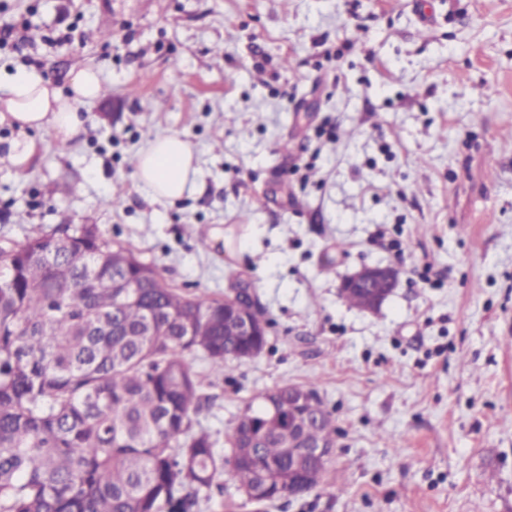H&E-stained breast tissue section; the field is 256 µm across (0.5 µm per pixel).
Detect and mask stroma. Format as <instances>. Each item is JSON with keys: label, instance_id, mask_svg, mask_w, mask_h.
<instances>
[{"label": "stroma", "instance_id": "35a3bbf8", "mask_svg": "<svg viewBox=\"0 0 512 512\" xmlns=\"http://www.w3.org/2000/svg\"><path fill=\"white\" fill-rule=\"evenodd\" d=\"M20 18L58 88L93 66L102 93L70 149L0 124V248L94 224L183 294L250 288L263 351L188 358L221 455L276 387L332 416L317 489L255 504L226 473L198 512H512V0H0ZM169 132L200 165L171 205L134 178ZM373 265L400 278L370 313L340 286Z\"/></svg>", "mask_w": 512, "mask_h": 512}]
</instances>
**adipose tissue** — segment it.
Listing matches in <instances>:
<instances>
[{
    "label": "adipose tissue",
    "instance_id": "adipose-tissue-1",
    "mask_svg": "<svg viewBox=\"0 0 512 512\" xmlns=\"http://www.w3.org/2000/svg\"><path fill=\"white\" fill-rule=\"evenodd\" d=\"M96 68L75 73L69 92L55 87L36 68H19L0 82V123L20 129H50L56 140L73 147L85 131L83 104L96 100L101 92ZM198 158L191 145L176 133L149 140L134 159L138 185L157 202L175 203L195 184Z\"/></svg>",
    "mask_w": 512,
    "mask_h": 512
}]
</instances>
